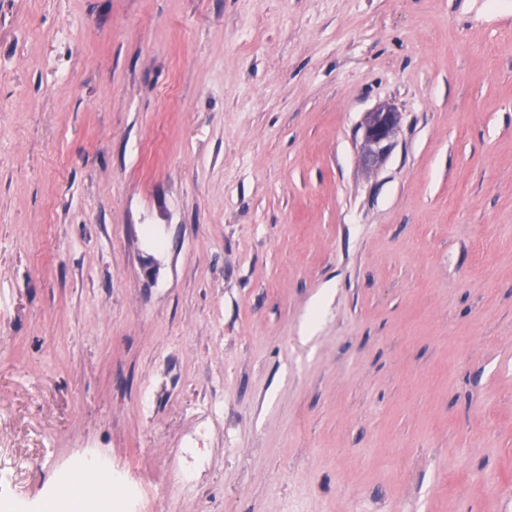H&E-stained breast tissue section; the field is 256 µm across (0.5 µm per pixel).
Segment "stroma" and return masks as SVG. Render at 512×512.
<instances>
[{
    "mask_svg": "<svg viewBox=\"0 0 512 512\" xmlns=\"http://www.w3.org/2000/svg\"><path fill=\"white\" fill-rule=\"evenodd\" d=\"M0 101L1 497L512 512V0H0ZM399 114L391 107L380 106L368 112L361 124L363 157L377 165L383 162L396 137ZM101 467L95 459L77 454L73 465L59 475L57 483L49 489L47 505L50 512H112L124 510V504L115 501L110 481L102 483ZM90 489L88 494L78 491L79 486Z\"/></svg>",
    "mask_w": 512,
    "mask_h": 512,
    "instance_id": "35a3bbf8",
    "label": "stroma"
}]
</instances>
